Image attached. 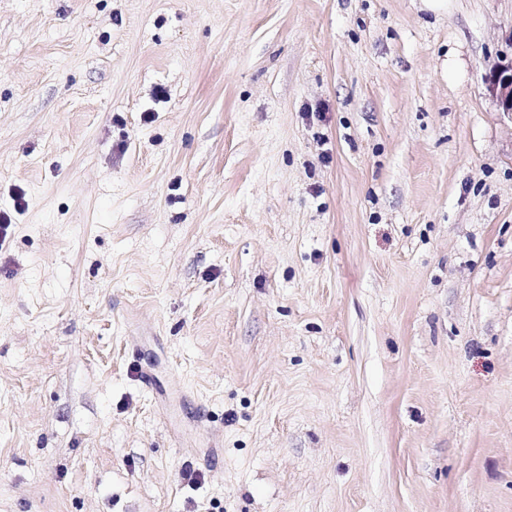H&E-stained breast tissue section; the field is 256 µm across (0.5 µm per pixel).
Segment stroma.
I'll return each mask as SVG.
<instances>
[{
	"label": "stroma",
	"mask_w": 512,
	"mask_h": 512,
	"mask_svg": "<svg viewBox=\"0 0 512 512\" xmlns=\"http://www.w3.org/2000/svg\"><path fill=\"white\" fill-rule=\"evenodd\" d=\"M505 57L512 0H0V512H512ZM486 82L500 111L512 120V62L495 65L486 76Z\"/></svg>",
	"instance_id": "obj_1"
}]
</instances>
